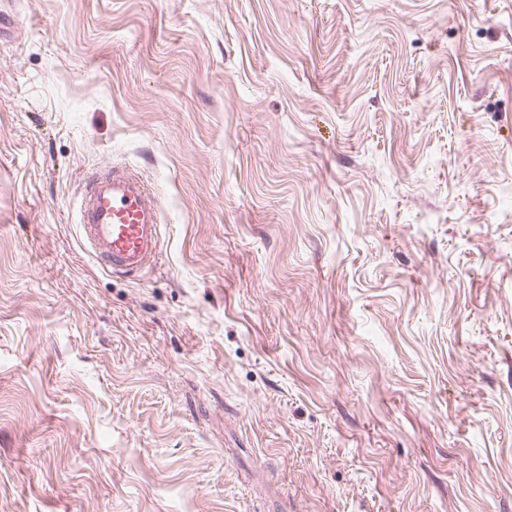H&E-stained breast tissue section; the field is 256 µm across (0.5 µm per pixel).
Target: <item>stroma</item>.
<instances>
[{"mask_svg": "<svg viewBox=\"0 0 512 512\" xmlns=\"http://www.w3.org/2000/svg\"><path fill=\"white\" fill-rule=\"evenodd\" d=\"M1 10L0 512H512V0ZM78 208L84 244L112 273L134 276L155 262L161 208L141 176L113 166L94 174Z\"/></svg>", "mask_w": 512, "mask_h": 512, "instance_id": "35a3bbf8", "label": "stroma"}]
</instances>
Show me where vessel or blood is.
I'll return each instance as SVG.
<instances>
[{
    "instance_id": "vessel-or-blood-1",
    "label": "vessel or blood",
    "mask_w": 512,
    "mask_h": 512,
    "mask_svg": "<svg viewBox=\"0 0 512 512\" xmlns=\"http://www.w3.org/2000/svg\"><path fill=\"white\" fill-rule=\"evenodd\" d=\"M78 208L83 242L101 265L132 276L156 260L160 203L141 176L122 167L94 174Z\"/></svg>"
}]
</instances>
